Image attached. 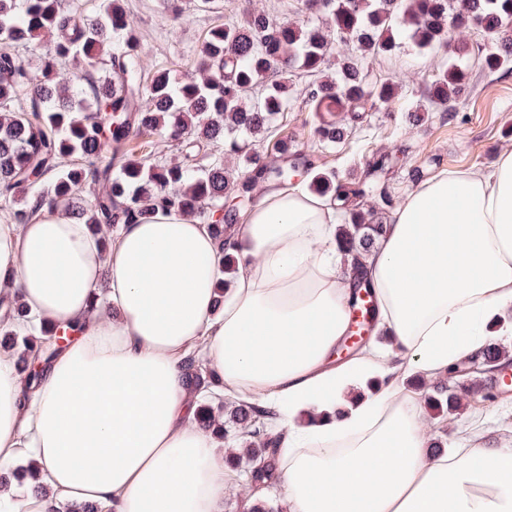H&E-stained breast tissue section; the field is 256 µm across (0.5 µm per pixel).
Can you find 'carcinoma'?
Listing matches in <instances>:
<instances>
[{
    "label": "carcinoma",
    "instance_id": "carcinoma-1",
    "mask_svg": "<svg viewBox=\"0 0 512 512\" xmlns=\"http://www.w3.org/2000/svg\"><path fill=\"white\" fill-rule=\"evenodd\" d=\"M321 22L277 21L264 12L240 23L209 29L202 39L195 73L184 77L169 68L144 78L138 34L126 0H102L89 16L66 0H0V205L25 224L47 206H63L95 226L103 244L122 224L150 222L159 211L198 217L215 228L222 241L225 268L216 304L224 298L237 267L225 243L242 211L258 191L287 183L299 169L310 175L309 189L331 196L345 211L336 229L337 243L351 257L357 275L366 276L382 222L346 204L376 195L375 208L391 207L381 183L392 163L375 153L366 174L317 168L294 140L273 142L274 157L246 147L269 141L277 117L297 99L314 112L336 111L343 122L321 119L310 136L332 145L367 121L368 113L391 108L402 84L396 79L368 80L369 64L404 47L434 51L447 46L449 26L475 27L492 39L484 58L495 72L512 62V38L502 35L512 23V0H309ZM50 50L36 64L19 49L42 41ZM352 44L345 54L342 45ZM336 59V76L325 69ZM86 63L68 83L58 80L59 66ZM310 77L305 83L295 73ZM464 70L448 67L430 84L431 102L453 107L467 91ZM134 132L158 134L180 151L170 163L161 155L133 154ZM212 155L200 164V155ZM237 160L231 171L226 159ZM77 159L67 164L65 160ZM3 315L27 319L23 330L0 328V347L18 353L27 386L39 377L35 365H48L71 341L75 329L27 318L14 300L0 301ZM205 366L196 357L184 361L191 393L209 386ZM465 383L442 379L425 394L428 409L444 414L458 408ZM275 411L259 403L226 406L204 398L195 420L224 443L240 442L250 465L249 483L268 482L276 467L277 436L268 428Z\"/></svg>",
    "mask_w": 512,
    "mask_h": 512
}]
</instances>
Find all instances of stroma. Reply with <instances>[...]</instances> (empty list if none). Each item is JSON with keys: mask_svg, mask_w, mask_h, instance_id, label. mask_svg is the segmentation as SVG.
<instances>
[{"mask_svg": "<svg viewBox=\"0 0 512 512\" xmlns=\"http://www.w3.org/2000/svg\"><path fill=\"white\" fill-rule=\"evenodd\" d=\"M217 9L198 12L186 8L182 20H174L162 0H128L140 33L139 53L145 75L165 67H177L180 73L194 68L197 50L206 31L213 25L236 21L249 10L263 11L277 20L306 18L304 0H218ZM458 38L467 42L469 51L457 56L453 51L420 52L405 47L396 55L376 59L370 66L372 80L399 77L402 91L396 99V111L370 113L361 130L331 147H323L309 136L317 117L302 101H295L288 112L279 115L274 137L294 138L297 150L314 156L321 169L339 173H362L373 151L385 149L397 157L389 180L394 201H402L414 188L409 172L419 171L429 179L443 170L485 169L495 161L499 150L512 147V67L485 71L484 56L490 48L487 35L477 29H463ZM459 62L472 75L471 87L454 105L452 116H444L440 106L428 103L427 86L448 65ZM419 110L421 120L406 122L403 106ZM508 368H493L477 373L476 378L496 400L483 404L481 415H473L471 398H464L458 410L435 419L424 414L422 426L432 440L446 448L458 447L466 429L481 430L487 441L497 442L512 435V393L501 396L499 379Z\"/></svg>", "mask_w": 512, "mask_h": 512, "instance_id": "obj_1", "label": "stroma"}]
</instances>
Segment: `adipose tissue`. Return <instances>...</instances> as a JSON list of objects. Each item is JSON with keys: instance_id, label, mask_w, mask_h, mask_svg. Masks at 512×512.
I'll use <instances>...</instances> for the list:
<instances>
[{"instance_id": "adipose-tissue-1", "label": "adipose tissue", "mask_w": 512, "mask_h": 512, "mask_svg": "<svg viewBox=\"0 0 512 512\" xmlns=\"http://www.w3.org/2000/svg\"><path fill=\"white\" fill-rule=\"evenodd\" d=\"M336 222L301 187L265 190L232 234L238 271L218 312L203 220L161 213L106 248L61 207L0 224V291L76 328L31 391L0 353V469L34 461L49 490L0 492V512H223L235 474L194 420L191 354L224 396L276 410L287 512H512V442L432 454L405 385L484 348L492 322L512 335V149L394 207L366 260L392 342L341 362L351 288Z\"/></svg>"}]
</instances>
